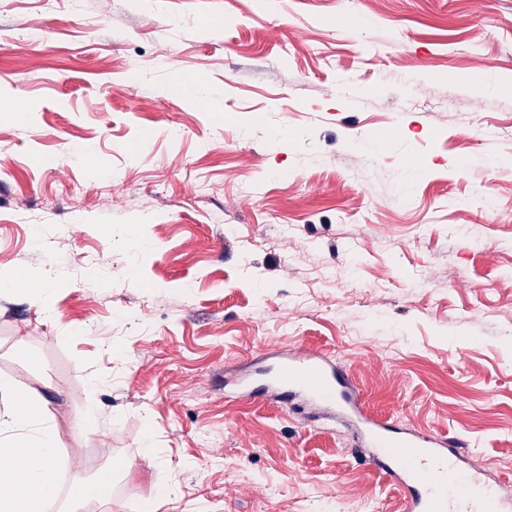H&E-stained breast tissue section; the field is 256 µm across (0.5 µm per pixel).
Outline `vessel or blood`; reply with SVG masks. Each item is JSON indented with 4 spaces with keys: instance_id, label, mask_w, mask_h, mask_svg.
Wrapping results in <instances>:
<instances>
[{
    "instance_id": "obj_1",
    "label": "vessel or blood",
    "mask_w": 512,
    "mask_h": 512,
    "mask_svg": "<svg viewBox=\"0 0 512 512\" xmlns=\"http://www.w3.org/2000/svg\"><path fill=\"white\" fill-rule=\"evenodd\" d=\"M224 389L244 400L259 393L314 406L400 487L408 512H512V499L500 493L502 481L466 464L461 440L367 412L359 388L328 351L294 347L273 357L261 387L241 373L226 378Z\"/></svg>"
}]
</instances>
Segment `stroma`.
I'll list each match as a JSON object with an SVG mask.
<instances>
[{
  "mask_svg": "<svg viewBox=\"0 0 512 512\" xmlns=\"http://www.w3.org/2000/svg\"><path fill=\"white\" fill-rule=\"evenodd\" d=\"M491 128L512 129V0H0V279L31 277L0 292V376L58 430L61 502L94 449L112 485L84 512L162 487L167 512H406L339 432L227 403L226 371L273 346L334 353L370 411L512 479V137Z\"/></svg>",
  "mask_w": 512,
  "mask_h": 512,
  "instance_id": "35a3bbf8",
  "label": "stroma"
}]
</instances>
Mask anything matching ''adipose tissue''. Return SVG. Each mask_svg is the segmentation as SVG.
Here are the masks:
<instances>
[{
	"label": "adipose tissue",
	"instance_id": "adipose-tissue-1",
	"mask_svg": "<svg viewBox=\"0 0 512 512\" xmlns=\"http://www.w3.org/2000/svg\"><path fill=\"white\" fill-rule=\"evenodd\" d=\"M0 395L9 406L0 412V444L18 459L16 472L0 479V512H45L59 496V439L47 420H35L32 392L0 377Z\"/></svg>",
	"mask_w": 512,
	"mask_h": 512
}]
</instances>
